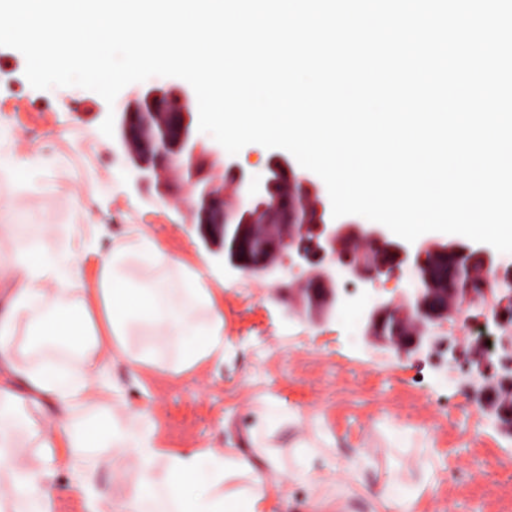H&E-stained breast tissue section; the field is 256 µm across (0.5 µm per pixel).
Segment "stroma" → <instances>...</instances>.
Masks as SVG:
<instances>
[{
	"instance_id": "1",
	"label": "stroma",
	"mask_w": 512,
	"mask_h": 512,
	"mask_svg": "<svg viewBox=\"0 0 512 512\" xmlns=\"http://www.w3.org/2000/svg\"><path fill=\"white\" fill-rule=\"evenodd\" d=\"M25 58L0 47V131L9 138L0 155V197H13L14 223L64 248L76 236L103 243L140 227L172 258L206 265L224 288V358L185 379L156 368L133 372L116 364L113 378L127 402L149 406L169 448H234L245 456L274 457L287 479L278 494L285 512H309L321 500L325 512H381L376 492L398 479L420 491L418 512H512V443L474 412L457 386L425 360L367 346L359 336L360 309L317 325L288 321V301L257 276L216 266L189 211L156 203L154 184L137 183L125 156L100 125L108 105L80 87L37 90L24 75ZM46 177L17 174L31 154ZM107 193L106 210L69 201L75 184ZM279 418L259 421L266 402ZM313 446L315 485L290 480L302 445ZM336 469L324 468L325 460Z\"/></svg>"
}]
</instances>
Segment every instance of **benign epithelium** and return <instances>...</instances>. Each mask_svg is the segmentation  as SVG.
Masks as SVG:
<instances>
[{
  "label": "benign epithelium",
  "mask_w": 512,
  "mask_h": 512,
  "mask_svg": "<svg viewBox=\"0 0 512 512\" xmlns=\"http://www.w3.org/2000/svg\"><path fill=\"white\" fill-rule=\"evenodd\" d=\"M196 98L184 86L147 87L124 99L114 118V135L136 171L157 182V201L178 200L200 219L201 235L213 254L215 241L226 238L232 255L222 264L245 275L252 270L275 288L289 274L308 266L288 319L319 325L336 319L354 301L342 285L375 287L364 302L360 335L376 347L394 349L407 358L424 357L446 369L458 387L477 398L487 421L512 440V412L493 403L494 389L512 390V332L494 336L476 364L446 336L450 319L469 308L482 311L481 324L507 326L512 292L497 287L512 283V266L488 248L443 239L405 243L379 224L341 223L332 218L319 184L295 172L280 154L255 176L237 162H224V149L196 135ZM225 167V179L214 171ZM457 259L445 278L438 265ZM481 272L479 287H474ZM410 288H390L405 274Z\"/></svg>",
  "instance_id": "1"
}]
</instances>
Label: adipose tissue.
<instances>
[{
	"label": "adipose tissue",
	"mask_w": 512,
	"mask_h": 512,
	"mask_svg": "<svg viewBox=\"0 0 512 512\" xmlns=\"http://www.w3.org/2000/svg\"><path fill=\"white\" fill-rule=\"evenodd\" d=\"M0 233L19 239L0 251L7 309L0 314V365L29 393L49 403L53 436L42 446L49 465L20 469L16 436L25 429L24 400L0 390V512H55L57 470L84 494L86 512H112V496L95 476L102 449H118L135 481L122 512H270L273 458L255 463L236 449L161 447L151 409L131 407L112 367L161 368L178 376L224 358V307L201 268L172 260L157 240L131 231L109 250L78 241L60 251L29 239L23 224ZM93 278H85L88 257ZM247 487L228 493L225 480Z\"/></svg>",
	"instance_id": "adipose-tissue-1"
}]
</instances>
